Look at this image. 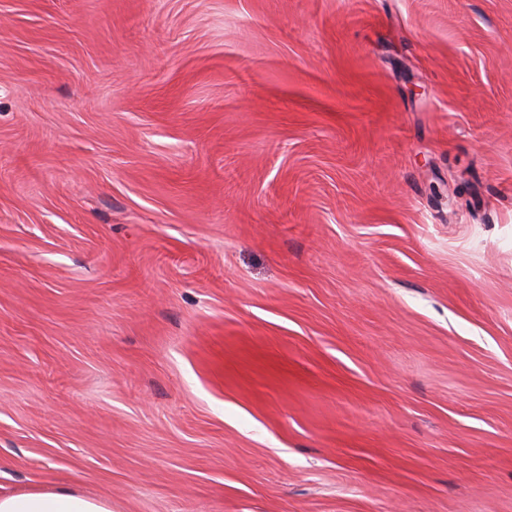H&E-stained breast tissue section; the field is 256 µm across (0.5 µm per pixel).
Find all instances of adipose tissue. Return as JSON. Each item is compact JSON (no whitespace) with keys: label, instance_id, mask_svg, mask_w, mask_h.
I'll return each mask as SVG.
<instances>
[{"label":"adipose tissue","instance_id":"ef3b65f1","mask_svg":"<svg viewBox=\"0 0 512 512\" xmlns=\"http://www.w3.org/2000/svg\"><path fill=\"white\" fill-rule=\"evenodd\" d=\"M0 512H112V504L72 490L47 489L0 494Z\"/></svg>","mask_w":512,"mask_h":512}]
</instances>
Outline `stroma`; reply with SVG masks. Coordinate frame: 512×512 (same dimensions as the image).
Returning a JSON list of instances; mask_svg holds the SVG:
<instances>
[{"instance_id":"obj_1","label":"stroma","mask_w":512,"mask_h":512,"mask_svg":"<svg viewBox=\"0 0 512 512\" xmlns=\"http://www.w3.org/2000/svg\"><path fill=\"white\" fill-rule=\"evenodd\" d=\"M512 512V0H0V493Z\"/></svg>"}]
</instances>
